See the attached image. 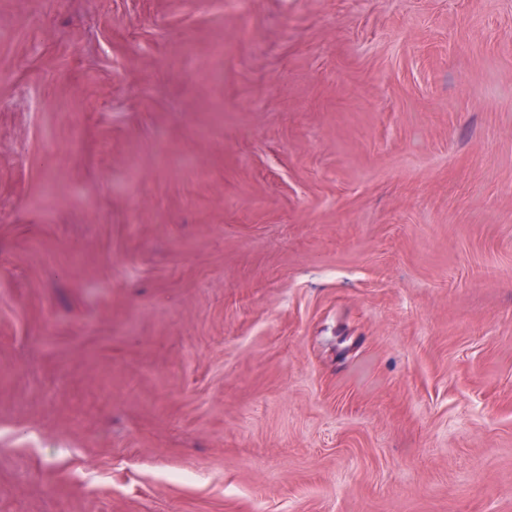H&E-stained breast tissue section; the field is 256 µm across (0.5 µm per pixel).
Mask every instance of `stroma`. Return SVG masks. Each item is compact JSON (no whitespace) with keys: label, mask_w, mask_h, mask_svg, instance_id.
I'll return each mask as SVG.
<instances>
[{"label":"stroma","mask_w":512,"mask_h":512,"mask_svg":"<svg viewBox=\"0 0 512 512\" xmlns=\"http://www.w3.org/2000/svg\"><path fill=\"white\" fill-rule=\"evenodd\" d=\"M0 512H512V0H0Z\"/></svg>","instance_id":"obj_1"}]
</instances>
